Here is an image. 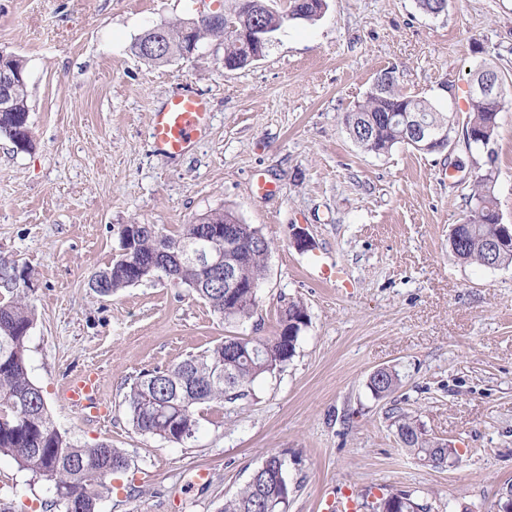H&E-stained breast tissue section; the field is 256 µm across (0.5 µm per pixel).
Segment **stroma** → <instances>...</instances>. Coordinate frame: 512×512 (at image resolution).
I'll use <instances>...</instances> for the list:
<instances>
[{"mask_svg": "<svg viewBox=\"0 0 512 512\" xmlns=\"http://www.w3.org/2000/svg\"><path fill=\"white\" fill-rule=\"evenodd\" d=\"M327 4L230 70L220 39L162 64L131 46L154 26L231 12L233 0H0V51L26 62L33 137L26 152L0 137V256L29 272L28 370L55 426L129 460L98 512H219L272 453L288 464V512H323L345 490L364 506L393 490L428 512H489L512 484V265L465 264L448 247L486 165L512 225V102L491 159L466 148L463 112L433 153L376 156L344 124L385 70L402 92L437 101L441 84L466 88L484 62L512 85V0H448L437 17L415 0ZM184 92L208 101L210 124L193 151L165 157L151 117ZM227 208L271 244L251 320L227 324L163 278L109 297L91 288L119 255L123 225L175 234ZM337 265L346 282L328 275ZM292 299L309 322L280 371L203 407L189 442L132 427L124 399L141 372L227 336L274 335ZM383 368L399 384L378 397L369 378ZM89 369L103 385L93 420L60 396ZM397 411L456 457L420 462L397 437ZM51 499L45 481L0 457V512H48Z\"/></svg>", "mask_w": 512, "mask_h": 512, "instance_id": "stroma-1", "label": "stroma"}]
</instances>
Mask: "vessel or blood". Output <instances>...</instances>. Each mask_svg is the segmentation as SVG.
I'll list each match as a JSON object with an SVG mask.
<instances>
[{
  "label": "vessel or blood",
  "mask_w": 512,
  "mask_h": 512,
  "mask_svg": "<svg viewBox=\"0 0 512 512\" xmlns=\"http://www.w3.org/2000/svg\"><path fill=\"white\" fill-rule=\"evenodd\" d=\"M208 117V104L203 98L188 93L171 95L151 119L150 136L155 148L167 156L189 152ZM63 399L74 407L88 411L95 409L98 405L96 380L81 378L69 387Z\"/></svg>",
  "instance_id": "1"
}]
</instances>
